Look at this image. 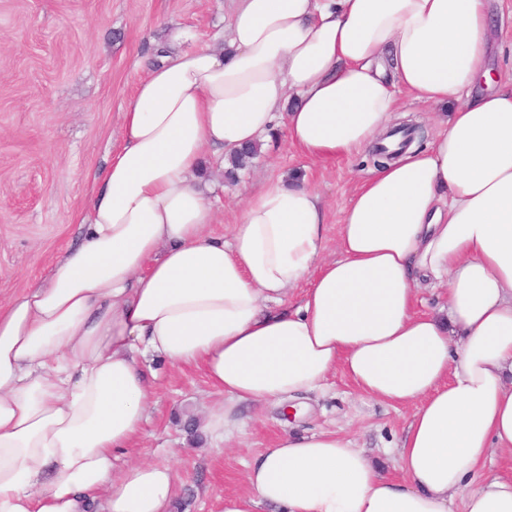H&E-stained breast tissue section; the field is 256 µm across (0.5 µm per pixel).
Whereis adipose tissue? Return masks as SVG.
<instances>
[{"mask_svg":"<svg viewBox=\"0 0 512 512\" xmlns=\"http://www.w3.org/2000/svg\"><path fill=\"white\" fill-rule=\"evenodd\" d=\"M489 0H229L228 40L160 46L122 114L82 240L0 305V512H172L166 464L119 465L144 434L137 357L202 369L223 395L219 449L245 404L324 390L413 411L399 477L345 433H287L224 512H512V85H491ZM409 93L449 112L425 145L369 170L322 253L328 209L279 177L246 190L228 235L207 154L275 133L308 160L377 143ZM424 285L447 304L418 309ZM301 295L289 306L293 290Z\"/></svg>","mask_w":512,"mask_h":512,"instance_id":"obj_1","label":"adipose tissue"}]
</instances>
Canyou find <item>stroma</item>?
Instances as JSON below:
<instances>
[{"mask_svg":"<svg viewBox=\"0 0 512 512\" xmlns=\"http://www.w3.org/2000/svg\"><path fill=\"white\" fill-rule=\"evenodd\" d=\"M228 0H0V303L43 283L56 259L80 240L95 178L120 142L122 112L153 60L157 45L179 32L190 46L224 28ZM220 199L217 234L229 231L243 187L275 177L307 179L330 210L325 257L337 255V220L366 170L359 157L309 162L285 140L269 145L226 182L223 160L208 157ZM153 405L138 447L122 462L172 465L179 474L180 512H223L224 494L243 487L247 462L285 432L349 433L387 472L386 448L402 435L409 409L364 400L343 373L322 392L303 396L305 413L270 403L228 449L190 445L180 414L203 417L214 398L201 369L175 368L149 354Z\"/></svg>","mask_w":512,"mask_h":512,"instance_id":"stroma-1","label":"stroma"}]
</instances>
